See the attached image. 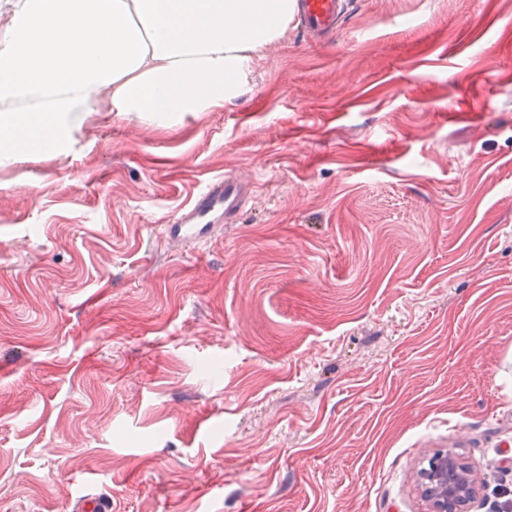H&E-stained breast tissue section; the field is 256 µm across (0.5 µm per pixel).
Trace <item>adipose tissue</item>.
<instances>
[{"mask_svg":"<svg viewBox=\"0 0 512 512\" xmlns=\"http://www.w3.org/2000/svg\"><path fill=\"white\" fill-rule=\"evenodd\" d=\"M0 170L56 156L100 112L172 124L234 98L294 0H10Z\"/></svg>","mask_w":512,"mask_h":512,"instance_id":"1","label":"adipose tissue"}]
</instances>
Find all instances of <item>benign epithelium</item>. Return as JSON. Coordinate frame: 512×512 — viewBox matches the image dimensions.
Segmentation results:
<instances>
[{
    "label": "benign epithelium",
    "instance_id": "obj_1",
    "mask_svg": "<svg viewBox=\"0 0 512 512\" xmlns=\"http://www.w3.org/2000/svg\"><path fill=\"white\" fill-rule=\"evenodd\" d=\"M422 494L430 512H469L475 495L472 470L453 453H440L421 472Z\"/></svg>",
    "mask_w": 512,
    "mask_h": 512
}]
</instances>
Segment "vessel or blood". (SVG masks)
<instances>
[{
	"label": "vessel or blood",
	"instance_id": "vessel-or-blood-1",
	"mask_svg": "<svg viewBox=\"0 0 512 512\" xmlns=\"http://www.w3.org/2000/svg\"><path fill=\"white\" fill-rule=\"evenodd\" d=\"M345 0H295V15L303 32L313 40L337 33L345 15ZM251 178L230 174L201 188L191 204L164 228L170 243H205L217 228L230 223L253 194Z\"/></svg>",
	"mask_w": 512,
	"mask_h": 512
}]
</instances>
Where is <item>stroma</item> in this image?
<instances>
[{"instance_id":"obj_1","label":"stroma","mask_w":512,"mask_h":512,"mask_svg":"<svg viewBox=\"0 0 512 512\" xmlns=\"http://www.w3.org/2000/svg\"><path fill=\"white\" fill-rule=\"evenodd\" d=\"M446 450L512 499V0H349L223 108L0 170V512H426ZM251 178L240 174L225 175L201 188L191 204L181 210L164 228L170 243L204 244L217 228L231 223L253 194Z\"/></svg>"}]
</instances>
